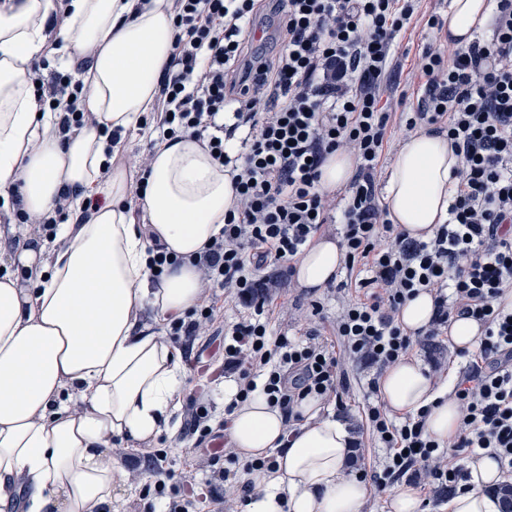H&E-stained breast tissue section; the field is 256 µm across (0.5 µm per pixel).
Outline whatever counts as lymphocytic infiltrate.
I'll use <instances>...</instances> for the list:
<instances>
[{
  "label": "lymphocytic infiltrate",
  "instance_id": "lymphocytic-infiltrate-1",
  "mask_svg": "<svg viewBox=\"0 0 512 512\" xmlns=\"http://www.w3.org/2000/svg\"><path fill=\"white\" fill-rule=\"evenodd\" d=\"M492 36L459 46L442 43L443 19L430 15L415 69L422 81L412 111L396 112L392 76L396 47L410 28L420 0H169L173 50L157 83L156 105L141 119L158 139L190 133L229 167L232 209L224 231L190 262L203 288L200 308L170 323L166 334L182 341L190 366L193 343L219 318L214 289L239 308L224 326V360L212 381L231 377L240 398L261 391L284 412L289 429L302 416L299 401H342L351 389L349 365L373 372L365 396L377 394L388 367L413 344L437 345L456 319L481 330L456 379L443 358H433V384L450 381L448 399L460 418L448 444L459 463L448 466L440 444L426 431V410L398 419L379 405L365 416L383 448L379 469L367 470L359 452L348 458L356 478L379 489L404 482L449 496L470 478V463L495 459L504 482L492 487L502 512H512V310L501 303L512 291V0H494ZM278 19L256 31L260 11ZM72 71L36 73L40 104L54 105L62 133L81 128L76 107L83 87ZM406 136L447 135L458 157L448 218L425 240L397 229L378 195L377 174L391 120ZM246 129L244 156L227 145ZM351 154L355 173L344 192H326L321 168L335 152ZM69 193L51 214L17 207L16 223L32 235L53 238L71 218ZM340 225L344 268L362 296L343 303L330 334L310 328L304 337L273 334L269 315L284 288L294 285V262L316 235ZM434 299L427 327L407 332L399 321L404 303L419 292ZM185 430L197 444L213 440L212 408L205 392L185 404ZM167 453L147 452L153 480L146 490L160 512H200L198 500L173 482ZM233 448L212 460L209 494L214 505H245L255 486L226 469Z\"/></svg>",
  "mask_w": 512,
  "mask_h": 512
}]
</instances>
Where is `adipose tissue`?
<instances>
[{
    "label": "adipose tissue",
    "mask_w": 512,
    "mask_h": 512,
    "mask_svg": "<svg viewBox=\"0 0 512 512\" xmlns=\"http://www.w3.org/2000/svg\"><path fill=\"white\" fill-rule=\"evenodd\" d=\"M56 0H0V212L14 201L51 213L71 194L80 224H63L47 250L20 224L0 226V255L34 273L22 287L0 275V512H112L127 473L113 441L140 449L170 428L186 383L182 353L162 333L202 299L189 264L153 280L149 247L188 256L221 234L232 205L231 175L195 136L156 143L141 193L124 164L107 157V130L136 129L152 110L157 81L172 53L167 0H69L57 31L48 29ZM493 19L491 0H450L448 37L470 43ZM95 55L78 78L79 108L91 120L61 137L56 113L41 108L32 82L41 60L69 65L86 48ZM458 159L446 136L405 139L389 171L384 203L399 229L424 239L447 217ZM102 204L84 212L86 198ZM344 260L337 240L314 237L295 262L304 288H322ZM234 403L229 437L241 459L275 455L276 469L256 475L247 512H363L368 487L345 476L352 436L323 416L321 400H303L304 420L289 431L285 415L259 393ZM433 388L425 369L405 357L380 379L394 413L430 406L426 431L447 440L460 412ZM468 488L448 512H500L489 486L500 471L491 458L470 466Z\"/></svg>",
    "instance_id": "1"
}]
</instances>
